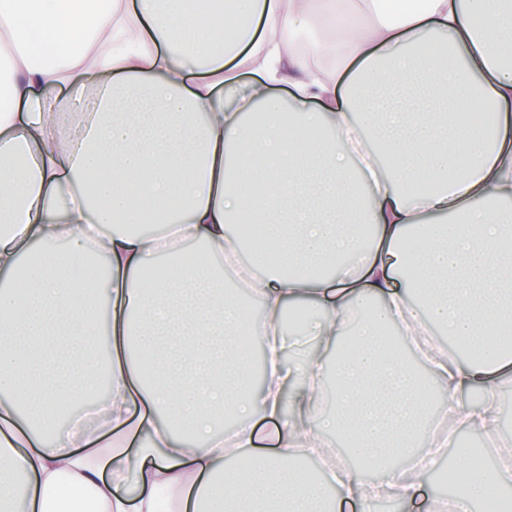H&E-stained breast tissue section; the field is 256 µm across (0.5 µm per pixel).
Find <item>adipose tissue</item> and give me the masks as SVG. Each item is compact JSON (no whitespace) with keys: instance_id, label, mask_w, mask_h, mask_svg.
Returning <instances> with one entry per match:
<instances>
[{"instance_id":"adipose-tissue-1","label":"adipose tissue","mask_w":512,"mask_h":512,"mask_svg":"<svg viewBox=\"0 0 512 512\" xmlns=\"http://www.w3.org/2000/svg\"><path fill=\"white\" fill-rule=\"evenodd\" d=\"M0 27V273L37 256L23 293L0 288V390L29 404L0 402V512H164L167 490L179 512H335L374 485L409 510L443 452L428 389L383 339L397 322L501 343L430 357L442 416L495 435L512 391V0H0ZM278 85L289 133L249 122L283 111ZM158 210L157 234L134 231ZM247 248L266 367L243 397L251 317L214 258ZM291 305L336 361L332 413L321 359L283 360ZM100 336L106 440L75 421L45 442L93 392ZM257 412L274 453L253 450ZM332 432L376 480L300 467ZM245 452L251 471L228 468ZM493 490L512 512V465L457 494Z\"/></svg>"}]
</instances>
